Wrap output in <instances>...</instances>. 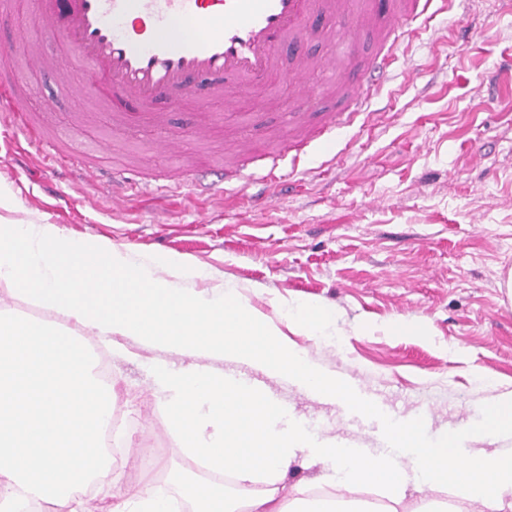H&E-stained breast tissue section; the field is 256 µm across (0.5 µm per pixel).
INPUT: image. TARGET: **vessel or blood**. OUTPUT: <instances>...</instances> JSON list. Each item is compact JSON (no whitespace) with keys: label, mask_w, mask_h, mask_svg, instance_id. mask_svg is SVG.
<instances>
[{"label":"vessel or blood","mask_w":512,"mask_h":512,"mask_svg":"<svg viewBox=\"0 0 512 512\" xmlns=\"http://www.w3.org/2000/svg\"><path fill=\"white\" fill-rule=\"evenodd\" d=\"M448 9L447 0H388L383 25H373L367 13L354 11L350 0H36L40 25L19 37L23 65L0 78V111H9L13 125L24 128L53 162L77 165L93 181L103 179L100 167L86 165L80 144L59 149L33 123L35 112H48L51 101L33 104L29 78L52 73L62 85L92 100L119 103V120L128 124L160 123L164 108L178 109L194 102L197 118L189 135L207 138L220 114L209 111L210 99L226 110L265 90L273 78L287 74L300 98H307L309 71L346 72L359 55L355 45L340 55L318 61L299 48L317 36V20L335 23L346 18L371 29L376 52L366 59L367 81L353 92L363 106L398 62L397 50L430 20L434 7ZM190 23L186 38L171 37L178 23ZM61 39L70 56L59 60L44 49ZM295 50L296 65L284 69L282 54Z\"/></svg>","instance_id":"b4317fda"}]
</instances>
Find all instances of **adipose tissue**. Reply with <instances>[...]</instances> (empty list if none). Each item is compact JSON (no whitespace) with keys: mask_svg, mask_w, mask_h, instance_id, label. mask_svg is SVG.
<instances>
[{"mask_svg":"<svg viewBox=\"0 0 512 512\" xmlns=\"http://www.w3.org/2000/svg\"><path fill=\"white\" fill-rule=\"evenodd\" d=\"M15 194L0 187V512H401L406 489L454 486L484 512H512V448L488 444L512 436V396L494 398L475 425L433 437L423 420L391 428L390 452L375 453L326 437L315 439L282 403L260 387L208 367L153 368L157 403L186 463L169 470L176 494L153 482L134 486L115 472L103 437L112 428L116 379H101L88 342L95 336L114 353L121 338L167 352L230 357L288 379L317 397L348 399L349 385L283 338L284 328L309 336L335 329L325 307L303 300L260 314L235 285L197 292L207 271L179 255L135 258L112 242L75 238L55 224L12 220ZM24 298L45 313L21 315ZM474 448L456 462L464 443ZM324 463L340 486H375L388 502L314 496L279 483L301 453ZM203 462L227 484L205 486L191 465ZM112 479L108 501L87 508V488Z\"/></svg>","mask_w":512,"mask_h":512,"instance_id":"1","label":"adipose tissue"}]
</instances>
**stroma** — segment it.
<instances>
[{
  "label": "stroma",
  "instance_id": "obj_1",
  "mask_svg": "<svg viewBox=\"0 0 512 512\" xmlns=\"http://www.w3.org/2000/svg\"><path fill=\"white\" fill-rule=\"evenodd\" d=\"M0 18V70L13 65L19 34L35 20V0H13ZM390 79L347 130L306 147L291 177L236 187L227 199L194 188L130 192L113 205L110 190L73 169L54 172L24 134L0 120V184L17 195L16 220L49 222L96 236L132 254H178L208 269L200 287L236 283L251 304L274 316L280 304L310 299L329 308L336 333L288 341L347 381L359 401L396 424L426 416L433 435L480 419L492 397L512 393V301L499 287L512 268V0H456L399 55ZM41 118L52 133L83 144L116 173L145 167L219 180L225 164L268 166V154L309 135L317 112L277 111L295 98L288 84L246 98L234 111L209 102L224 119L204 140L187 139L193 108L169 113L163 128L125 127L109 109L33 74ZM181 140L180 155L161 140ZM247 141L244 156L225 149ZM108 152H99V144ZM421 318L424 334L392 336L385 326ZM128 356L93 344L119 378L112 425L130 432L124 474L166 485L162 464H182L165 414L133 406L153 385L152 368L211 364L259 382L313 436L362 448L386 446L380 424L305 393L280 376L230 359L151 351L125 340Z\"/></svg>",
  "mask_w": 512,
  "mask_h": 512
}]
</instances>
